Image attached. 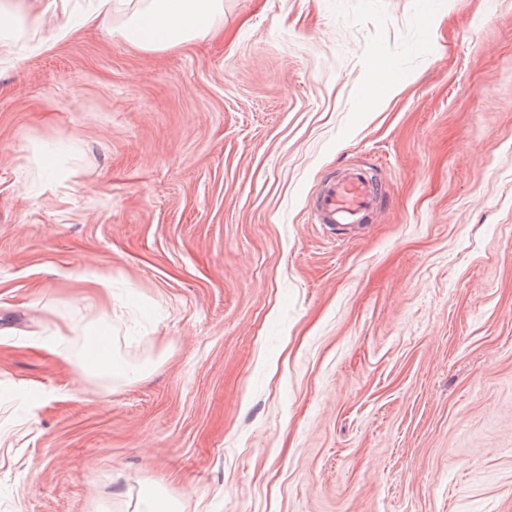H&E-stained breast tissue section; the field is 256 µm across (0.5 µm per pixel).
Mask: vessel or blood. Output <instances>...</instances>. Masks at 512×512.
<instances>
[{
  "instance_id": "b4317fda",
  "label": "vessel or blood",
  "mask_w": 512,
  "mask_h": 512,
  "mask_svg": "<svg viewBox=\"0 0 512 512\" xmlns=\"http://www.w3.org/2000/svg\"><path fill=\"white\" fill-rule=\"evenodd\" d=\"M382 198V185L370 167L347 166L322 183L313 199V218L346 241L376 221Z\"/></svg>"
}]
</instances>
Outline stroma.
<instances>
[{"instance_id": "1", "label": "stroma", "mask_w": 512, "mask_h": 512, "mask_svg": "<svg viewBox=\"0 0 512 512\" xmlns=\"http://www.w3.org/2000/svg\"><path fill=\"white\" fill-rule=\"evenodd\" d=\"M143 5L0 54V512H512V0ZM139 16L124 28L125 39L142 48H162L183 44L202 32L221 0H150ZM145 17H156L163 33H144L140 22ZM382 198V184L370 167L346 166L327 178L314 197V224L339 231L336 239L347 241L377 220ZM94 339L97 341L102 352L101 361L97 365V373L111 380L121 379L124 371L122 366L117 364L112 358L108 336L105 333H98L94 336Z\"/></svg>"}]
</instances>
